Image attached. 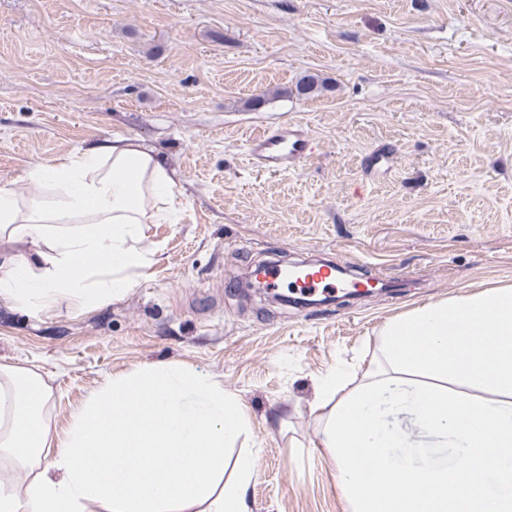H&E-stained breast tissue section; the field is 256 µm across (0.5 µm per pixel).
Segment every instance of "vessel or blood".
<instances>
[{
  "label": "vessel or blood",
  "mask_w": 512,
  "mask_h": 512,
  "mask_svg": "<svg viewBox=\"0 0 512 512\" xmlns=\"http://www.w3.org/2000/svg\"><path fill=\"white\" fill-rule=\"evenodd\" d=\"M308 132L297 124H282L269 128L262 135L250 138L247 152L252 163L269 171H281L305 160L312 152ZM265 286L278 291L285 284H292L293 291L302 297L334 298L342 293L345 286L336 279V267L332 264H318L305 268L297 277H289L279 264L265 269Z\"/></svg>",
  "instance_id": "obj_1"
}]
</instances>
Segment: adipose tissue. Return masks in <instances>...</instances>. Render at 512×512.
Listing matches in <instances>:
<instances>
[{"label": "adipose tissue", "mask_w": 512, "mask_h": 512, "mask_svg": "<svg viewBox=\"0 0 512 512\" xmlns=\"http://www.w3.org/2000/svg\"><path fill=\"white\" fill-rule=\"evenodd\" d=\"M0 187V299L38 311L97 306L147 267V224L171 222L177 182L152 148L115 139ZM317 432L347 512H512V286L417 308L388 322L359 381L321 380ZM50 391L0 364V512H244L250 451L224 478V449L250 422L203 375L155 366L110 381L55 442Z\"/></svg>", "instance_id": "adipose-tissue-1"}]
</instances>
